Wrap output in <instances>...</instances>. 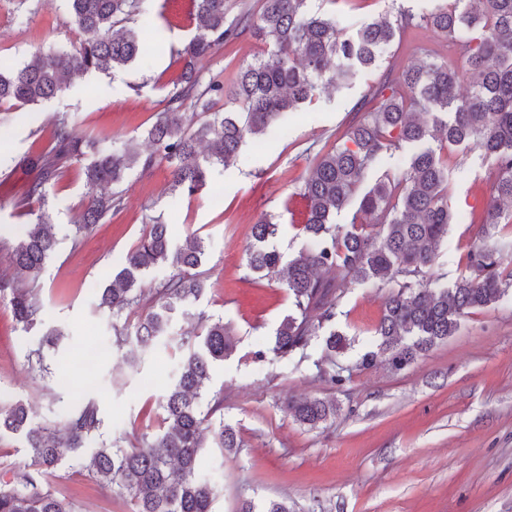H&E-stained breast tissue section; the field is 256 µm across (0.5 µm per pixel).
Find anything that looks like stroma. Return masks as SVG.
<instances>
[{"mask_svg":"<svg viewBox=\"0 0 512 512\" xmlns=\"http://www.w3.org/2000/svg\"><path fill=\"white\" fill-rule=\"evenodd\" d=\"M437 0H344L336 7L343 36L379 15L432 11ZM190 0H144L142 18L151 48L126 69L75 81L61 96L38 107L0 105V178L11 174L31 148H48V120L74 117L80 132L104 133L107 148H145V132L164 109L162 80L195 29L185 16ZM79 42L69 27L67 0H41L37 13L0 0V66H20L35 52L70 51ZM259 42L245 33L231 48L204 61V75L234 71L251 62ZM438 60L461 67L445 40L418 30L391 47L402 64L420 59L422 47ZM365 71L349 85L323 93L290 114L263 137L242 146L230 167L211 168L206 187L194 194L171 191L167 164L133 172L123 185L124 205L81 239L73 219L87 191L80 164L65 169L52 190L49 214L58 249L39 276L43 328H59L58 347L46 351L48 376L30 371L27 355L42 330L23 331L8 304L0 302V408L28 404L36 422L59 423L79 403L94 399L108 439L134 440L162 424L159 401L175 374L182 347L158 339L130 368L114 346L95 296L119 270L141 237L145 218L163 215L175 242L203 239L209 281L198 309L223 318L235 349L215 363L207 393L223 392L224 421L236 428L240 447L203 448L198 474L217 489L214 512H235L240 500L263 507L287 499L295 512H512V298L470 310L457 332L410 367L392 372L377 365L353 371L343 386L315 375L323 354L313 340L308 359L255 361L267 349L282 318L292 310L287 291L274 279L249 274L244 253L251 228L273 217L282 230L273 245L284 257L309 246L300 231L306 203L299 190L314 161L336 143L357 100L379 78ZM490 165L467 145L448 149V194L453 225L439 251L435 273L453 283L465 264L473 228L467 218L490 193ZM221 207H213L214 195ZM33 215L20 214L0 196V278L12 274L11 251ZM385 289L347 286L336 326L353 340L342 364L369 350L384 309ZM288 394L333 397L340 410L326 427L309 430L281 407ZM71 454L47 473L45 483L79 512H131Z\"/></svg>","mask_w":512,"mask_h":512,"instance_id":"1","label":"stroma"}]
</instances>
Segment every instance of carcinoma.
Segmentation results:
<instances>
[{
    "mask_svg": "<svg viewBox=\"0 0 512 512\" xmlns=\"http://www.w3.org/2000/svg\"><path fill=\"white\" fill-rule=\"evenodd\" d=\"M70 24L81 38L73 52L37 54L13 69L0 68V103L38 106L64 93L74 79L114 73L146 51L138 29L141 0H67ZM310 0H261L258 11L229 16L227 0H191L195 34L177 52V73L165 107L147 130L152 150L134 147L122 152L90 154L96 140L78 131L67 115L50 121L51 146L33 151L23 161L26 180L15 205L33 202L41 209L35 222L12 248L13 274L0 280V300L10 305L22 329L41 324L38 279L54 252L55 226L43 212L52 188L72 162L86 161L88 192L75 221L83 236L123 206L120 184L127 174L147 171L165 162L171 168L172 189L192 194L207 184L210 168L228 166L242 145L276 126L284 116L371 70L381 51L408 29L430 31L446 40L466 65L469 90H458V70L427 59L405 66L394 56L380 79L353 106L351 120L339 143L323 154L304 179L307 202L302 232L314 242L288 261L269 242L280 225L265 218L252 226L253 242L245 250L246 268L261 277H276L288 291L293 309L284 316L267 354L278 359L306 358V349L323 337V355L314 363L317 375L332 385L345 382L344 373L386 364L400 372L423 353L448 339L474 308L493 305L512 293V268L503 266V252L512 237L501 236L500 225L512 227V0H440L430 14L399 11L395 19H372L356 36L343 37L332 13L312 9ZM252 32L265 48L240 67L226 85L217 76L202 81L203 61L221 47L233 45ZM436 139L446 146L468 144L491 161L492 193L466 253L464 268L451 286H438L432 273L440 246L448 239L453 214L448 204V163L430 147L416 151L408 167L387 174L362 193L370 169L379 157L407 144ZM352 209L346 224L336 213ZM205 246L190 236L172 242L160 215L146 218V230L128 252L124 266L100 294L98 308L106 315L115 346L127 363L162 336L180 315L190 323L182 338L186 352L178 374L161 398L162 427L143 433L125 447L118 439L101 442L85 468L102 484L132 505V512H212L215 492L197 476V462L206 439L218 448L240 447L238 431L213 419L223 406L222 393L204 408L203 389L213 365L231 354L234 343L224 320L194 304L206 291L201 270ZM171 273L149 289L146 314L134 325L127 309L141 304L144 276L156 267ZM389 288L375 346L353 365H342L351 342L336 329L344 283ZM281 405L295 422L318 429L336 418L334 397L286 395ZM97 404H78L58 426L36 423L22 402L0 410V435L22 437L31 464L12 468L0 479V512H75L76 506L55 495L40 481L62 458L85 442L103 436ZM237 512H292L288 500H269L258 511L250 501Z\"/></svg>",
    "mask_w": 512,
    "mask_h": 512,
    "instance_id": "cac0c4a2",
    "label": "carcinoma"
}]
</instances>
